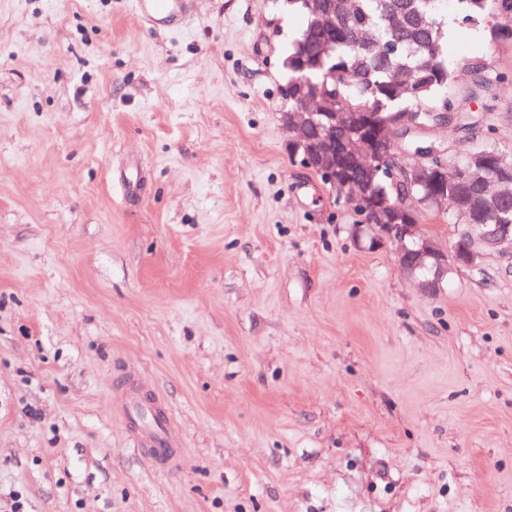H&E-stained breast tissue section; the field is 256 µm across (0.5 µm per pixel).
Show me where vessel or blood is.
Instances as JSON below:
<instances>
[{
	"mask_svg": "<svg viewBox=\"0 0 512 512\" xmlns=\"http://www.w3.org/2000/svg\"><path fill=\"white\" fill-rule=\"evenodd\" d=\"M134 8L145 23L157 26L190 17L193 0H134ZM115 404L139 456L159 468L180 460L182 445L173 434L167 403L136 370L126 371Z\"/></svg>",
	"mask_w": 512,
	"mask_h": 512,
	"instance_id": "vessel-or-blood-1",
	"label": "vessel or blood"
}]
</instances>
